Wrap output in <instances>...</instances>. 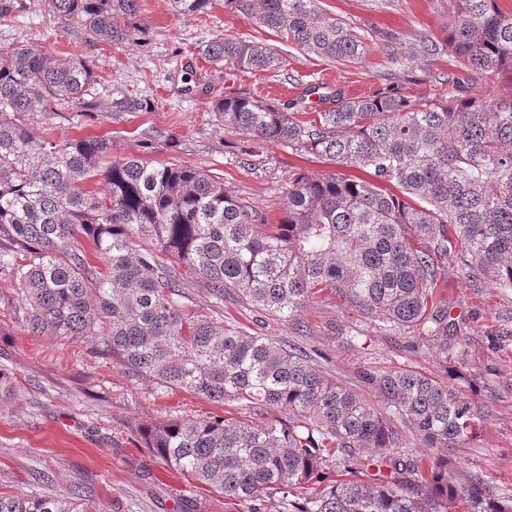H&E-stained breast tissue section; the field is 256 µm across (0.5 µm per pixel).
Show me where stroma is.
Masks as SVG:
<instances>
[{
  "label": "stroma",
  "mask_w": 512,
  "mask_h": 512,
  "mask_svg": "<svg viewBox=\"0 0 512 512\" xmlns=\"http://www.w3.org/2000/svg\"><path fill=\"white\" fill-rule=\"evenodd\" d=\"M10 3L0 22V48L29 40L57 55L76 51L98 76L85 108L58 105L31 116L35 133L58 140L104 137L113 158L134 155L206 171L270 224L281 217L295 168L320 172L330 165L278 143L249 155L246 135L225 127L215 112L218 94L240 92L278 104L300 98L304 111L313 113L332 106L339 92L368 95L394 86L432 99L454 69L444 42L448 0H320L369 45L362 58L343 64L304 54L228 0L185 15L175 13L170 0H138L131 18L137 37L121 43L56 24L43 0ZM221 35L265 43L284 65L250 73L201 56L202 45ZM426 39L433 50H423ZM393 48L404 53L396 69L387 62ZM311 83L320 84L318 94L307 95ZM437 293L462 320L448 334L461 353L455 363L439 359L437 342L399 330L385 316L362 314L328 289L312 294L291 318L266 315L229 290L221 317L225 325L323 356L326 371L355 390L363 369L454 378L465 395L488 408L472 446L458 451L457 473L479 472L512 488V294L469 286L453 262ZM0 371L10 376L0 387L1 493L61 494L80 484L88 512H180L187 501L193 512H248L246 503L167 470L145 447L139 427L206 415L261 425L264 417L132 376L101 352L97 338L29 335L17 284L7 273H0ZM40 473L48 482L37 481Z\"/></svg>",
  "instance_id": "obj_1"
}]
</instances>
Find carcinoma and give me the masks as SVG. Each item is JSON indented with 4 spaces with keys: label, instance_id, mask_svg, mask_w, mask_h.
Instances as JSON below:
<instances>
[{
    "label": "carcinoma",
    "instance_id": "carcinoma-1",
    "mask_svg": "<svg viewBox=\"0 0 512 512\" xmlns=\"http://www.w3.org/2000/svg\"><path fill=\"white\" fill-rule=\"evenodd\" d=\"M179 14L212 0H172ZM306 54L333 63L366 53L365 37L323 12L319 0H228ZM48 15L76 20L90 38L121 42V19L137 0H44ZM448 55L470 76L512 79V11L498 0H448ZM202 53L239 70L281 68L266 45L219 37ZM96 81L82 55L56 56L34 43L0 49V272L16 280L33 336H96L128 373L148 376L271 421L234 417L169 419L142 427L146 447L171 471L250 503L259 512L278 493L288 512H512V493L482 473L458 482L448 472L486 416L458 386L404 371L363 370L364 386L393 410H376L306 352L189 313L184 281L202 284L215 307L224 292L290 317L317 288L336 291L363 314L441 341L454 358L439 274L460 264L473 288L512 293V99L461 94L446 78L437 100L401 90L336 94V105L304 121L303 100L275 104L225 94L214 105L224 125L255 148L282 143L336 167L298 169L277 224H265L198 169L112 159L98 137L58 142L26 116L65 102L85 104ZM104 176L103 196L83 184ZM104 261L91 266L84 244ZM408 420L423 468L394 418ZM363 460V477L327 481L326 453ZM321 485L311 498L294 492ZM83 490L61 496L0 493V512H86Z\"/></svg>",
    "mask_w": 512,
    "mask_h": 512
}]
</instances>
